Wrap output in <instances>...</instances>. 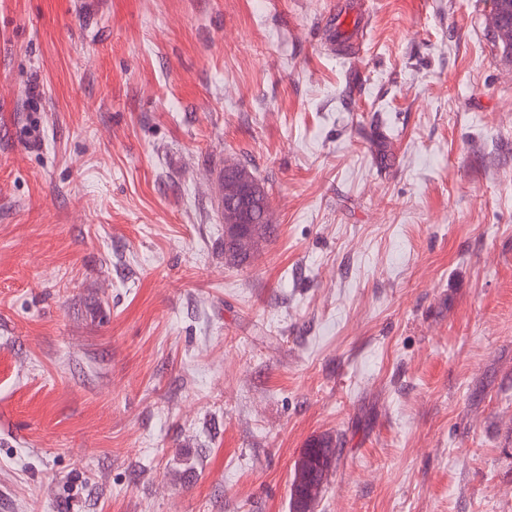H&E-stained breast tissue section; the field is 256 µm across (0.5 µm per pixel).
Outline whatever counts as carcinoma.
Listing matches in <instances>:
<instances>
[{"label":"carcinoma","instance_id":"carcinoma-1","mask_svg":"<svg viewBox=\"0 0 512 512\" xmlns=\"http://www.w3.org/2000/svg\"><path fill=\"white\" fill-rule=\"evenodd\" d=\"M231 167L258 186L252 200L254 223L248 226L233 223L232 203L224 201V260L230 265L243 266L249 263L258 245L273 233L270 200L264 183L251 168L239 162L232 163ZM336 447V438L323 434L312 439L301 450L290 480L291 512H313L326 490L328 476L336 463Z\"/></svg>","mask_w":512,"mask_h":512}]
</instances>
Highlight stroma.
Here are the masks:
<instances>
[{
    "instance_id": "35a3bbf8",
    "label": "stroma",
    "mask_w": 512,
    "mask_h": 512,
    "mask_svg": "<svg viewBox=\"0 0 512 512\" xmlns=\"http://www.w3.org/2000/svg\"><path fill=\"white\" fill-rule=\"evenodd\" d=\"M345 2L0 0V512H289L327 433L314 512H512V57ZM226 166L237 169L240 176L245 177L247 181L255 183L259 190L252 200V214L254 224H251L250 209L248 199L251 197L253 188L249 182L237 180V176L232 173L227 175L229 193L235 195V199H240V206L235 213V224L233 223L232 203L225 198L219 197V205L224 209V260L227 264L243 266L249 263L255 249L273 233V225L270 217V200L268 191L264 183L259 180L251 168L241 162L225 164ZM243 224H250L244 227ZM336 438L323 434L312 439L296 459L290 480L292 512H313L322 498L328 476L336 463Z\"/></svg>"
}]
</instances>
